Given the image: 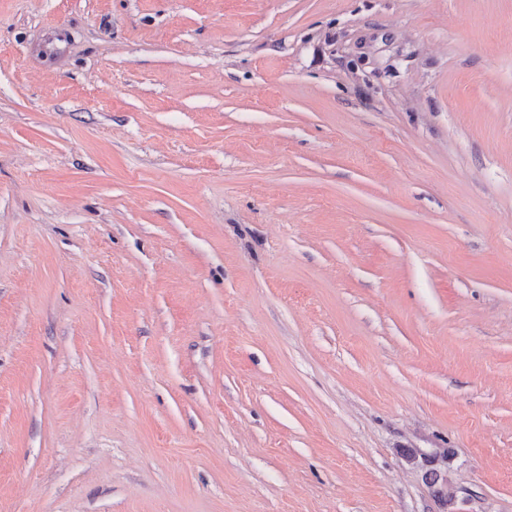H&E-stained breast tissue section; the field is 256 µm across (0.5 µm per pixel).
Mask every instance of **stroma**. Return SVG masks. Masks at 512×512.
Here are the masks:
<instances>
[{"instance_id": "35a3bbf8", "label": "stroma", "mask_w": 512, "mask_h": 512, "mask_svg": "<svg viewBox=\"0 0 512 512\" xmlns=\"http://www.w3.org/2000/svg\"><path fill=\"white\" fill-rule=\"evenodd\" d=\"M0 512H512V0H0Z\"/></svg>"}]
</instances>
